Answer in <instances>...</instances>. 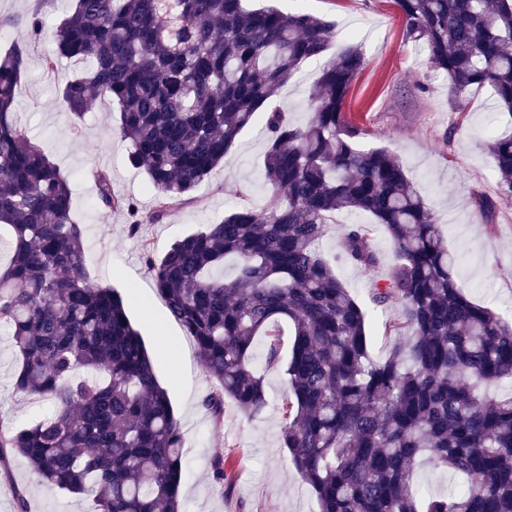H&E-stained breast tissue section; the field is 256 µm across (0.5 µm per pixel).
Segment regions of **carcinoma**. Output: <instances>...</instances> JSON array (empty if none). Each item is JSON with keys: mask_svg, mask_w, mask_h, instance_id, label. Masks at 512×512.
Wrapping results in <instances>:
<instances>
[{"mask_svg": "<svg viewBox=\"0 0 512 512\" xmlns=\"http://www.w3.org/2000/svg\"><path fill=\"white\" fill-rule=\"evenodd\" d=\"M405 39L421 46L456 94L493 88L512 122V0H394ZM59 58L88 68L60 88L75 121L97 98L116 103L130 162L156 191L142 216L93 169L96 202L130 214L128 228L161 223L196 201L194 191L264 113V180L271 207H240L143 258L169 317L193 338L216 385L204 406L219 425L224 402L256 415L268 405L252 369L256 337L278 362L279 328L293 341L282 405L283 447L320 512H512V321L468 298L433 214L385 148L359 146L363 130L344 112L364 66L352 45L326 64L295 123L270 107L335 25L310 13L249 10L243 0H74L53 34ZM27 43L0 57V328L20 356L14 389L48 400L32 426H0V459L25 458L42 482L87 496L91 512H182L186 446L122 296L86 273L84 236L70 181L20 127L15 101ZM501 198L512 199V134L488 143ZM338 210L385 227L394 259L375 307L399 303L389 327L403 345L374 359L364 305L320 250ZM341 258L371 267L376 245L348 227ZM234 274L225 276L227 263ZM425 457L462 478L424 495L414 471Z\"/></svg>", "mask_w": 512, "mask_h": 512, "instance_id": "obj_1", "label": "carcinoma"}]
</instances>
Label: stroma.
Segmentation results:
<instances>
[{"instance_id": "1", "label": "stroma", "mask_w": 512, "mask_h": 512, "mask_svg": "<svg viewBox=\"0 0 512 512\" xmlns=\"http://www.w3.org/2000/svg\"><path fill=\"white\" fill-rule=\"evenodd\" d=\"M73 0H0V16L20 19L39 14L44 31L30 40L29 65L21 80L19 120L31 141L74 182V215L84 233L91 277L119 293L133 291L127 312L140 332L160 385L166 389L186 438L185 471L181 486L183 512H319L317 495L299 477L281 444V406L288 389L285 362L265 361V340L257 338L252 365L264 377L268 405L257 415L224 403V422L215 425L203 401L215 382L204 372L192 341L166 314L142 259L144 247L163 252L175 240L221 221L236 207H264L272 189L262 180L266 150L264 123L256 121L242 132L235 147L210 178L195 191L196 202L174 209L159 224L142 225L138 236L128 232L125 211L96 205L93 168L109 172L115 192L150 212L154 194L145 173L130 165L128 146L119 137L118 109L108 102L93 104L82 122H73L58 89L82 70L79 61H60L55 75L46 74L43 55L53 48V29ZM275 4L285 12H309L335 23L334 48L362 46L365 64L346 100L348 117L359 124L365 147H384L396 155L432 210L457 258L456 273L465 293L512 317V200L500 197L494 160L487 143L507 125L495 124L497 100L490 88L464 93L466 109L454 111L453 94L445 76L437 73L424 53L407 43L401 16L393 0H246L249 9ZM323 67L322 60L302 64L282 88L277 100L295 122L307 117L306 105ZM494 210L482 215L481 199ZM366 225L378 261L372 267L338 262L337 276L360 299L373 284L387 278L392 245L385 229L361 212L340 210L323 239L327 256L339 252L347 228ZM402 317L399 305L368 310L369 350L385 358L398 344L387 334L388 324ZM19 355L0 333V425H33L47 404L15 392L12 374ZM223 454L229 483L218 486L211 463ZM88 501L78 495L40 485L26 460L14 455L0 462V512H87Z\"/></svg>"}]
</instances>
